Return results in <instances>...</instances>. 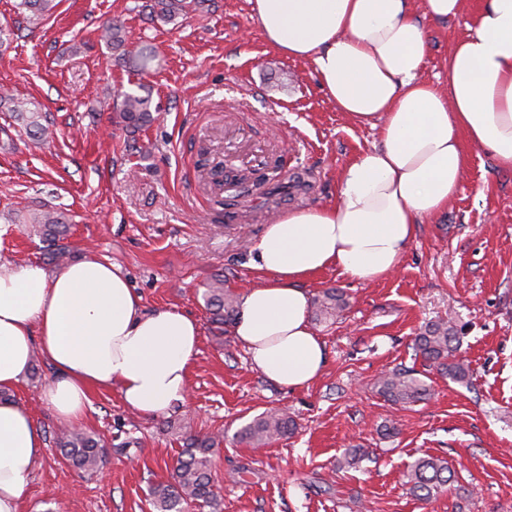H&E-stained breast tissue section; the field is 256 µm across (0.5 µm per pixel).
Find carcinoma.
Masks as SVG:
<instances>
[{
    "label": "carcinoma",
    "mask_w": 512,
    "mask_h": 512,
    "mask_svg": "<svg viewBox=\"0 0 512 512\" xmlns=\"http://www.w3.org/2000/svg\"><path fill=\"white\" fill-rule=\"evenodd\" d=\"M208 0H154L151 5L153 20L169 23L190 11L205 8ZM59 5L58 0H18L15 8L30 13L34 21L50 18ZM103 38L115 50L125 44V30L108 22L102 28ZM114 108L119 112L123 127L135 133L152 120L150 100L147 97L122 92L118 94ZM16 114L24 123L26 132L37 138L47 136L49 126L43 124L46 117L37 111L25 108V104L8 94L0 93V111ZM20 218L25 224L38 226L43 238L50 246L49 257L58 264L69 255L64 244L70 233L63 212L44 205H31L22 211ZM206 309L211 320L217 324L231 323L235 319L237 299L224 289V279L215 278L203 293ZM314 305L316 315L331 319L348 305L345 294L338 288H328L318 297ZM462 329L452 320H438L425 324L415 338V346L423 359L440 369L448 378L460 384L469 381V369L459 359ZM379 395L393 405H409L425 399L429 392L426 383L415 370L395 369L382 374L375 383ZM294 422L284 414L268 411L246 425L240 440L256 448L266 446L293 431ZM218 445L213 436L188 435L178 454L174 466L173 482L153 488L151 504L154 512H184V505L197 502L204 506L215 505L212 491V455ZM61 455L70 464L84 471H94L103 463L106 451L94 436L80 431L68 430L59 438ZM410 491L422 499H428L448 485L452 479L448 461L444 458L426 456L414 461L406 473Z\"/></svg>",
    "instance_id": "1"
}]
</instances>
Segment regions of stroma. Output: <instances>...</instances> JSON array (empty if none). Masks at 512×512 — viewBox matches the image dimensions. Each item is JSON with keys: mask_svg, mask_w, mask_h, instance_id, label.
<instances>
[{"mask_svg": "<svg viewBox=\"0 0 512 512\" xmlns=\"http://www.w3.org/2000/svg\"><path fill=\"white\" fill-rule=\"evenodd\" d=\"M149 2L61 0L32 24L16 0H0V89L51 120L38 142L0 112V266L54 270L45 243L9 221L39 201L64 212L72 256L111 261L146 310H180L201 329L185 404L147 418L117 389L93 392L80 427L107 448L94 474L62 461L60 423L41 399L56 372L35 356L11 394L46 443L20 512H154L150 489L170 482L191 433L221 438L218 512H512V172L465 145L456 194L418 225L396 271L368 284L333 269L307 281L315 296L344 289L349 306L336 321L314 322L327 366L309 388L290 391L254 367L230 326L211 322L203 291L217 274L237 294L263 283L251 259L267 225L333 204L344 167L378 132L337 109L310 62L266 43L250 0H213L209 12L168 24L150 21ZM481 3L463 0L456 18L428 23L423 79L447 89L443 59ZM110 20L124 27L128 51L151 50L149 70L103 39ZM120 91L159 109L133 139L113 119ZM229 142L245 175L279 168L304 188L268 186L269 216L228 221L213 172ZM448 317L465 329L466 386L415 354L420 327ZM396 367L424 375L429 399L403 407L378 395L376 377ZM268 410L288 412L294 434L258 450L241 443L238 432ZM349 448L366 450L365 459L337 468ZM427 455L447 459L455 477L424 502L410 495L406 471ZM240 464L252 468L249 482L234 481Z\"/></svg>", "mask_w": 512, "mask_h": 512, "instance_id": "obj_1", "label": "stroma"}]
</instances>
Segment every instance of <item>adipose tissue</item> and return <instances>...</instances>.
I'll return each mask as SVG.
<instances>
[{"label":"adipose tissue","instance_id":"adipose-tissue-1","mask_svg":"<svg viewBox=\"0 0 512 512\" xmlns=\"http://www.w3.org/2000/svg\"><path fill=\"white\" fill-rule=\"evenodd\" d=\"M266 42L309 61L322 90L379 142L343 170L335 205L289 211L256 246L261 285L243 291L232 334L256 369L289 390L323 371L304 282L334 269L372 283L397 270L417 224L445 209L463 178L462 141L512 171V0H484L448 50V88L420 76L427 21L458 15L461 0H251ZM200 326L175 309L145 311L120 268L82 257L49 272L0 267V512H18L45 443L9 400L34 354L58 376L41 394L60 422L83 420L90 393L117 387L137 413L185 403Z\"/></svg>","mask_w":512,"mask_h":512}]
</instances>
